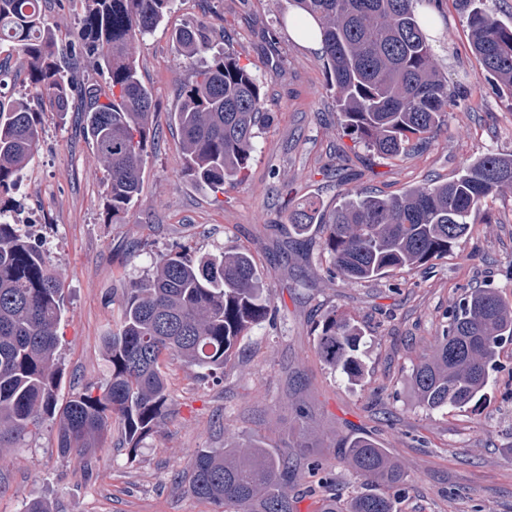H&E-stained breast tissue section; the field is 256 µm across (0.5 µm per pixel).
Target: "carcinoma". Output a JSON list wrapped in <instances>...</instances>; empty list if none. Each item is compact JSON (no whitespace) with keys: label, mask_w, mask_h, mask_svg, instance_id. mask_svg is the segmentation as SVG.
<instances>
[{"label":"carcinoma","mask_w":512,"mask_h":512,"mask_svg":"<svg viewBox=\"0 0 512 512\" xmlns=\"http://www.w3.org/2000/svg\"><path fill=\"white\" fill-rule=\"evenodd\" d=\"M46 0H0V47L22 57L29 95L0 105V200L21 181L41 142L43 117L69 110L73 79L58 58L57 37L45 16ZM69 47L92 57L107 73V89H83L84 125L102 166L107 214L125 218L141 187L144 156L155 140L152 94L143 83L134 45L164 23L175 0H86ZM312 18L331 76L342 125L363 145L397 158L425 141L448 116V78L434 63L429 35L416 14L420 0H291ZM483 69L512 96V25L498 20L484 0H457ZM178 55L212 50L203 26L172 34ZM262 83L232 52L194 71L172 115L181 138L184 170L200 187L241 182L268 118ZM512 189V154L488 153L455 178L400 195L346 194L324 218L323 250L342 280L372 281L448 256L489 198ZM318 208L312 200L289 205L288 218L304 233ZM270 298L246 249L196 259L184 251L158 255L153 273L133 282L120 300V320L107 337L108 381L58 405L61 368L58 326L65 311L63 280L44 243L0 207V451L18 448L30 428L48 421L57 448L76 454L83 468L103 447L116 422L135 455L164 424L172 402L168 365L224 370L240 339L262 323ZM512 340V302L480 288L460 304L432 353L413 365L411 387L428 411L464 409L489 388L503 342ZM362 333L332 311L316 349L333 370L362 375ZM359 475L397 485L401 475L385 449L366 437L346 443ZM294 461L273 454L261 437L201 448L190 459L188 492L224 512H296L284 481ZM321 512H398L391 496L364 492Z\"/></svg>","instance_id":"obj_1"}]
</instances>
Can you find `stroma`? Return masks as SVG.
<instances>
[{"label": "stroma", "mask_w": 512, "mask_h": 512, "mask_svg": "<svg viewBox=\"0 0 512 512\" xmlns=\"http://www.w3.org/2000/svg\"><path fill=\"white\" fill-rule=\"evenodd\" d=\"M417 10L452 96L446 125L397 159L373 153L342 128L319 52L289 28L299 16L289 0H177L165 24L137 42L158 144L123 221L106 214L101 168L80 114L46 113L12 215L44 242L63 276L59 402L108 379L105 338L118 318L117 299L130 281L151 274L158 253L181 248L195 258L248 249L271 310L225 364L222 381L169 365L170 414L136 456L120 447L116 427L88 472L60 453L47 424L22 447L0 450V512H21L29 499L48 501L54 512H217L178 477L198 449L254 435L274 451L296 449L302 470L288 494L297 512H319L331 495L346 500L374 489L347 463L343 443L355 435L386 448L403 473L398 512H512V342L474 407L428 411L410 385L413 363L431 353L466 294L491 287L512 301V189L472 215L468 235L446 258L377 281L331 277L321 230L288 235L284 198L312 199L328 211L349 192L388 196L451 179L480 155L512 154V99L473 55L455 0H420ZM201 22L262 79L269 114L245 180L220 193L185 175L170 118L195 69L177 55L171 33ZM332 311L364 333L359 382L334 373L316 352Z\"/></svg>", "instance_id": "obj_1"}]
</instances>
